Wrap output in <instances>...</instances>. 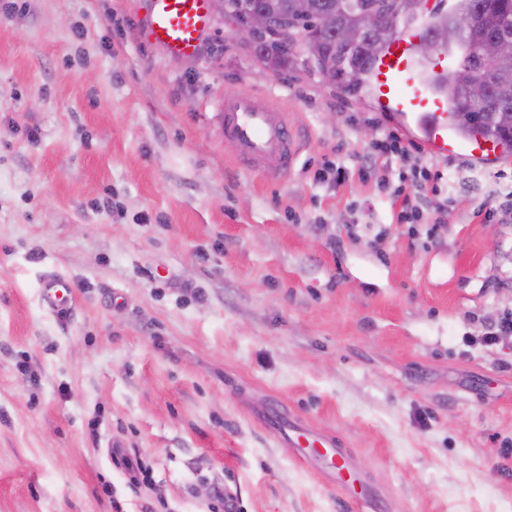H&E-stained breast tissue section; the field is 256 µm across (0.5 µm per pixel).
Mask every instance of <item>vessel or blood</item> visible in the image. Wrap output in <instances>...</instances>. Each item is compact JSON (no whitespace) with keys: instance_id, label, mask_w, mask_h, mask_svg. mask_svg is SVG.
<instances>
[{"instance_id":"b4317fda","label":"vessel or blood","mask_w":512,"mask_h":512,"mask_svg":"<svg viewBox=\"0 0 512 512\" xmlns=\"http://www.w3.org/2000/svg\"><path fill=\"white\" fill-rule=\"evenodd\" d=\"M210 3L211 0H151L144 39L161 46L174 58L195 54L209 22ZM429 35L424 22L402 28L372 63L368 76L371 96L382 111L395 114L415 128L433 155H461L476 163L503 158L502 145L493 139L475 136L459 140L447 97L433 90L426 80L430 74H446L456 59L443 51L428 62H421L417 49ZM218 119L224 145L242 168L267 179L293 168L300 151L299 140L286 112L271 102L228 92L220 103ZM72 291L69 280L54 274L47 275L43 282L44 301L57 314L65 313ZM261 423L275 436L287 440L301 459L318 461L323 475L338 492L352 494L351 458L334 437L278 412L266 413Z\"/></svg>"}]
</instances>
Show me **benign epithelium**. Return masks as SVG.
Returning a JSON list of instances; mask_svg holds the SVG:
<instances>
[{
	"instance_id": "obj_1",
	"label": "benign epithelium",
	"mask_w": 512,
	"mask_h": 512,
	"mask_svg": "<svg viewBox=\"0 0 512 512\" xmlns=\"http://www.w3.org/2000/svg\"><path fill=\"white\" fill-rule=\"evenodd\" d=\"M245 21L239 22L226 18L232 27V34L238 36L250 47L267 46V50L256 54L263 66H268V52L276 41L288 36V13L269 10L265 7L255 8L250 0H242ZM420 9V0H391L387 10L370 9L360 14L357 25H340L336 32L337 41L349 50L364 56L374 53V44L393 40L398 33L394 16L416 13ZM491 18L487 14L481 18L471 13L457 16L454 28L439 37H430L420 44V52L427 58L434 56L440 50V43L456 39L461 31L473 28L478 20ZM302 55L306 62L315 65L318 73L328 83L344 85L350 78L351 67H336V64L326 60L321 51L320 43L314 39L303 42ZM512 58V35L503 33L484 43L483 59L491 65L500 60ZM491 93V75L489 72L476 71L473 78L464 86L467 103L473 105L489 99Z\"/></svg>"
}]
</instances>
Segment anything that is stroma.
I'll list each match as a JSON object with an SVG mask.
<instances>
[{"instance_id":"stroma-1","label":"stroma","mask_w":512,"mask_h":512,"mask_svg":"<svg viewBox=\"0 0 512 512\" xmlns=\"http://www.w3.org/2000/svg\"><path fill=\"white\" fill-rule=\"evenodd\" d=\"M150 0H0V512H512V160L438 157L444 223L360 164L416 137L304 59L273 74L211 19L172 60ZM301 136L276 182L227 154L225 92ZM344 168L335 182L328 168ZM71 280L68 313L41 280ZM346 442L354 506L254 410ZM143 462L131 481L112 443Z\"/></svg>"}]
</instances>
